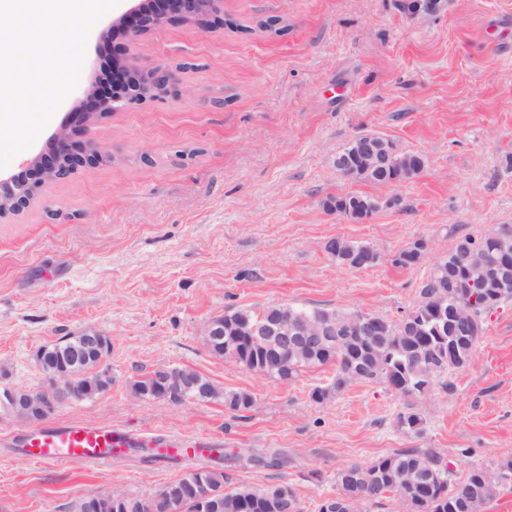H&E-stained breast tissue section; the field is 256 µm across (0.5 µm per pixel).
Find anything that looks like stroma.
<instances>
[{
	"mask_svg": "<svg viewBox=\"0 0 512 512\" xmlns=\"http://www.w3.org/2000/svg\"><path fill=\"white\" fill-rule=\"evenodd\" d=\"M224 0V25L205 33L166 26L131 48L143 68L166 67L175 91L91 126L86 140L110 160L38 190L0 221V364L13 385L40 389L34 354L92 328L112 346L106 393L56 410L72 420L148 433L207 437L228 448L281 450L279 469H237L230 487L286 483L303 512L340 488L343 467L404 448H432L456 477L499 473L512 458V300L485 319L472 363L451 389L407 399L381 382L355 383L327 402L326 365L291 383L214 356L209 319L273 304L321 306L398 321L420 299L434 264L467 234L512 224V0ZM282 18L280 34L258 20ZM104 16L93 28L78 84L30 149L48 139L123 44ZM376 133L424 155L423 172L393 186L352 182L337 154ZM392 199L354 222L327 197ZM366 243L378 265L351 270L325 251L329 238ZM430 250L412 267L393 259L414 240ZM187 366L254 398L233 412L220 401L169 404L133 395L132 380ZM415 411V435L398 416ZM191 460L131 457L107 470L29 461L0 447V512H70L112 489L142 499L194 468Z\"/></svg>",
	"mask_w": 512,
	"mask_h": 512,
	"instance_id": "obj_1",
	"label": "stroma"
}]
</instances>
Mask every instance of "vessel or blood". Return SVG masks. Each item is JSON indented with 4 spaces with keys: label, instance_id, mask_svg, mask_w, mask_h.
Segmentation results:
<instances>
[{
    "label": "vessel or blood",
    "instance_id": "b4317fda",
    "mask_svg": "<svg viewBox=\"0 0 512 512\" xmlns=\"http://www.w3.org/2000/svg\"><path fill=\"white\" fill-rule=\"evenodd\" d=\"M10 447L22 449L32 460L46 465H63L78 461L99 469L111 468L127 449L140 446L130 432L105 424L71 422L39 427L9 437ZM149 447L200 459L208 454L209 440H188L181 436H151Z\"/></svg>",
    "mask_w": 512,
    "mask_h": 512
}]
</instances>
